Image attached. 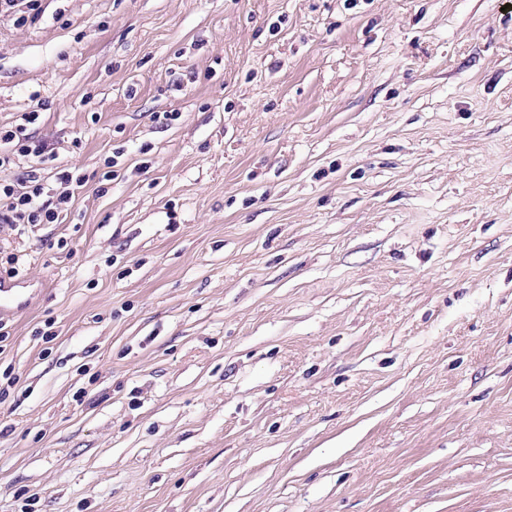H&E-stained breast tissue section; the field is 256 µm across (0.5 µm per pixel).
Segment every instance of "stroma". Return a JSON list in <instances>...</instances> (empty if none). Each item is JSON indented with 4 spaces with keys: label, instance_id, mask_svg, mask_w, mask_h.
<instances>
[{
    "label": "stroma",
    "instance_id": "obj_1",
    "mask_svg": "<svg viewBox=\"0 0 512 512\" xmlns=\"http://www.w3.org/2000/svg\"><path fill=\"white\" fill-rule=\"evenodd\" d=\"M40 6L0 512H512V0ZM39 119L40 113L32 110L24 112L23 123L9 129L0 126V172L20 157L31 163L15 179L0 178V228L59 223L61 214L73 204L74 190L84 183V176L76 171L42 175L54 153L45 139L36 136Z\"/></svg>",
    "mask_w": 512,
    "mask_h": 512
}]
</instances>
